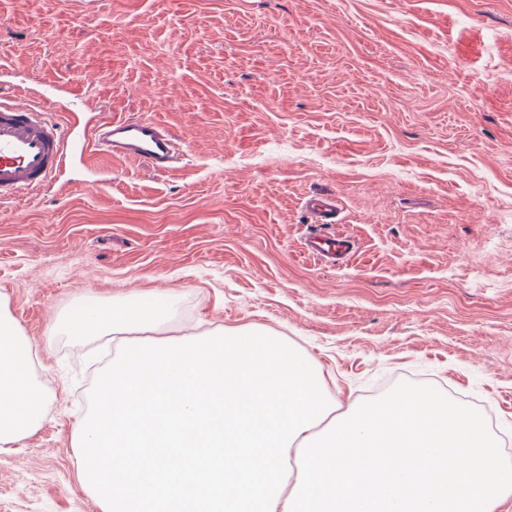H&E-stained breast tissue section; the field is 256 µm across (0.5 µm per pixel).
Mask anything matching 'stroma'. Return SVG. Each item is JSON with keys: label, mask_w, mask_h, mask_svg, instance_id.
Returning a JSON list of instances; mask_svg holds the SVG:
<instances>
[{"label": "stroma", "mask_w": 512, "mask_h": 512, "mask_svg": "<svg viewBox=\"0 0 512 512\" xmlns=\"http://www.w3.org/2000/svg\"><path fill=\"white\" fill-rule=\"evenodd\" d=\"M0 93L77 143L0 202V297L50 398L0 451V512H100L72 432L115 347L53 332L89 300L169 293L154 337L263 329L341 408L444 386L512 437V0H0ZM121 116L187 156L156 173L81 150ZM315 193L357 242L333 268L302 248Z\"/></svg>", "instance_id": "obj_1"}]
</instances>
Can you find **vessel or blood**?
<instances>
[{"label": "vessel or blood", "mask_w": 512, "mask_h": 512, "mask_svg": "<svg viewBox=\"0 0 512 512\" xmlns=\"http://www.w3.org/2000/svg\"><path fill=\"white\" fill-rule=\"evenodd\" d=\"M70 129L43 107L0 95V200H19L45 187L67 159ZM93 154H107L164 173L184 159L188 149L168 126L149 117L114 118L95 126L87 143ZM305 209L320 232L305 237L306 253L335 266L355 251L350 236L327 232L339 214L334 194L306 198Z\"/></svg>", "instance_id": "vessel-or-blood-1"}]
</instances>
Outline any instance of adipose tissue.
I'll return each instance as SVG.
<instances>
[{
	"instance_id": "1",
	"label": "adipose tissue",
	"mask_w": 512,
	"mask_h": 512,
	"mask_svg": "<svg viewBox=\"0 0 512 512\" xmlns=\"http://www.w3.org/2000/svg\"><path fill=\"white\" fill-rule=\"evenodd\" d=\"M36 351L0 300V446L34 434L48 396L35 367Z\"/></svg>"
}]
</instances>
